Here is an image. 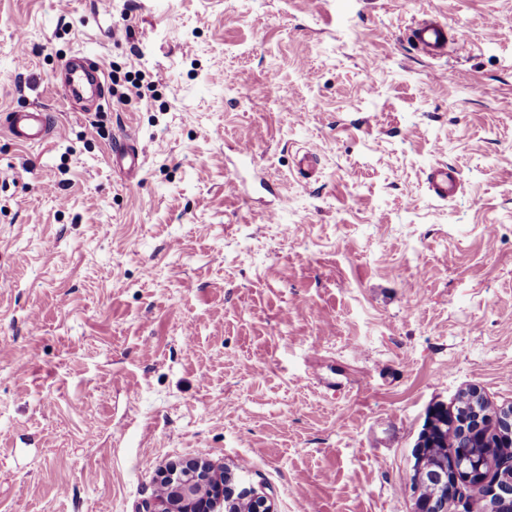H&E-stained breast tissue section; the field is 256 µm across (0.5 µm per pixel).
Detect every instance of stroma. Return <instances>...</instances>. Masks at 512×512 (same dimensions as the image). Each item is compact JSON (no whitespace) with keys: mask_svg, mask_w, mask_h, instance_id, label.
<instances>
[{"mask_svg":"<svg viewBox=\"0 0 512 512\" xmlns=\"http://www.w3.org/2000/svg\"><path fill=\"white\" fill-rule=\"evenodd\" d=\"M80 53L101 110L56 84ZM35 106L46 143L0 130V512H143L193 460L415 512L429 412L512 404V0H0V121ZM410 38L416 48L428 57H440L448 53V27L442 21L415 24L410 28ZM429 191L442 200L453 199L460 191L457 170L447 164L433 167L427 176Z\"/></svg>","mask_w":512,"mask_h":512,"instance_id":"1","label":"stroma"}]
</instances>
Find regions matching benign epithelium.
<instances>
[{"label":"benign epithelium","instance_id":"7a95c632","mask_svg":"<svg viewBox=\"0 0 512 512\" xmlns=\"http://www.w3.org/2000/svg\"><path fill=\"white\" fill-rule=\"evenodd\" d=\"M458 400L459 410L448 417V425L458 429L464 444L484 447L488 461L492 460L491 449L503 443L512 446V406L494 415L488 413L477 388L466 390ZM495 469L497 476L487 489L492 512H512V459L497 461ZM431 479L439 487L481 483L486 479L484 462L475 458L466 464L451 457ZM234 481L233 476H221L208 463L173 468L163 476L162 489L146 505V512H216L229 503L243 505L242 512H272L266 496L249 488L235 493Z\"/></svg>","mask_w":512,"mask_h":512}]
</instances>
